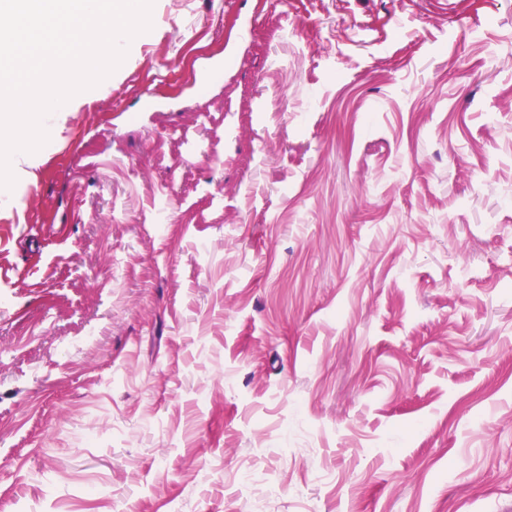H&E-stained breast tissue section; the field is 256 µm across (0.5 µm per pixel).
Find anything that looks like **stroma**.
<instances>
[{
    "label": "stroma",
    "mask_w": 512,
    "mask_h": 512,
    "mask_svg": "<svg viewBox=\"0 0 512 512\" xmlns=\"http://www.w3.org/2000/svg\"><path fill=\"white\" fill-rule=\"evenodd\" d=\"M151 18L11 161L0 512H512V0Z\"/></svg>",
    "instance_id": "obj_1"
}]
</instances>
